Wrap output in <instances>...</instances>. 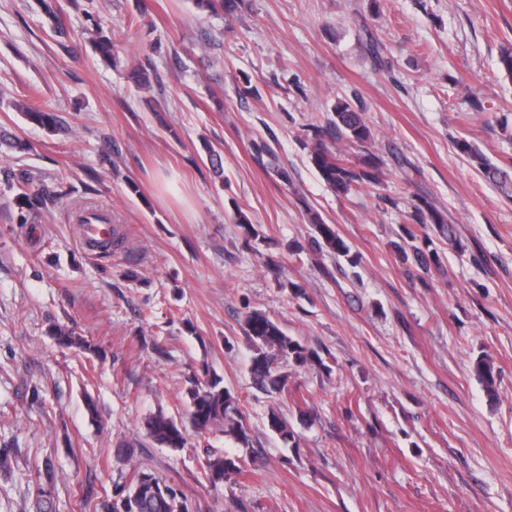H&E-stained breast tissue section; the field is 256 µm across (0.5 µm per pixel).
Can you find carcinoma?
I'll list each match as a JSON object with an SVG mask.
<instances>
[{"instance_id":"obj_1","label":"carcinoma","mask_w":512,"mask_h":512,"mask_svg":"<svg viewBox=\"0 0 512 512\" xmlns=\"http://www.w3.org/2000/svg\"><path fill=\"white\" fill-rule=\"evenodd\" d=\"M244 3L242 0H197V7L212 14L224 12L232 15ZM91 41L95 44L100 58L111 63L114 60L112 39L105 35L103 29L90 31ZM129 79L140 92H149L159 82L158 75L150 63L139 62L130 72ZM9 105L22 112L31 122L51 131L61 125L60 117L54 112L42 110L34 104H25L13 100ZM312 133L310 155L312 164L326 187L338 197H346L351 192L364 186H374L381 182L383 160L374 151L372 132L366 124L362 109L349 100L341 98L334 106V117L326 124H309ZM344 141L348 148L362 150V158L354 162L344 153L336 151L334 143ZM458 149L471 162L489 183L503 187L512 182V174L492 164L468 141L458 143ZM260 152L271 158L270 169L282 181L289 180L288 170L279 165L276 152L267 144L259 146ZM6 180L18 190L17 200L20 203L19 223H28L27 215L35 213L60 199L61 193L42 186L37 191H30L32 176L25 172L16 177L6 174ZM411 219L417 224H434L443 235L452 232L448 224V214L441 211L433 203L423 198L414 206ZM308 221L313 225L315 236L313 243L319 252L332 253L338 257H346L350 249L336 232L335 225L325 223L316 212H308ZM431 241L423 240V246L410 245V250L398 247L401 259L407 263L428 270L436 264V252L430 249ZM241 328L252 352L250 373L253 388L265 393H282L288 386V375L281 369L289 364L304 367L312 364L324 365L317 351L308 348L300 341L293 339L283 331L281 326L264 311L252 309L242 316ZM54 336L61 346L76 347L84 351H95L85 339L73 330L59 328ZM474 372L482 384L489 399H494L498 392V377L492 362L480 357L474 363ZM188 416L192 425L201 431L221 428L224 434L247 445L249 436L235 397L220 386L218 380L191 381L187 390ZM268 427L271 432L287 442L293 438L288 422L278 412L269 411ZM147 436L157 444L166 448H182L185 444L183 423L177 418L161 411L149 415L145 420ZM205 475L210 484L216 486L229 479L230 476L242 472L241 460L222 453H213L205 461ZM58 475L54 467L47 463L38 470L35 479L36 512H53L51 500L52 489ZM95 512H189L185 499L176 490L164 483L154 472L147 468L135 471L129 486L120 487L112 498L101 500Z\"/></svg>"}]
</instances>
